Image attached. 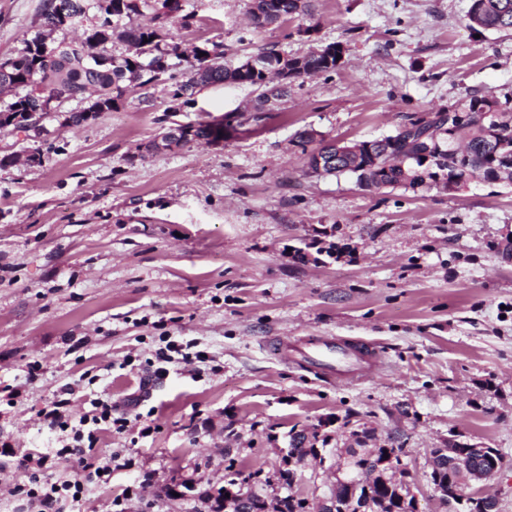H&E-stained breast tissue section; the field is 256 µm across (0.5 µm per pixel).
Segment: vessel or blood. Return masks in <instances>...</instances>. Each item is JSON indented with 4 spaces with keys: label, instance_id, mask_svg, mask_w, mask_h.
Returning <instances> with one entry per match:
<instances>
[{
    "label": "vessel or blood",
    "instance_id": "vessel-or-blood-1",
    "mask_svg": "<svg viewBox=\"0 0 512 512\" xmlns=\"http://www.w3.org/2000/svg\"><path fill=\"white\" fill-rule=\"evenodd\" d=\"M281 357L296 356L308 367L326 374H332L348 368H356L361 375H368L376 360L374 353H360L348 342L328 337L309 339L296 349L280 345L276 348Z\"/></svg>",
    "mask_w": 512,
    "mask_h": 512
}]
</instances>
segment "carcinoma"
<instances>
[{"mask_svg":"<svg viewBox=\"0 0 512 512\" xmlns=\"http://www.w3.org/2000/svg\"><path fill=\"white\" fill-rule=\"evenodd\" d=\"M260 14L250 13L254 29L262 30L286 22L293 15L307 10L306 0H262ZM149 15L146 23L137 18ZM74 17L81 34L67 40L54 39L56 32H65L71 25L63 16ZM195 13H183L181 0H43L41 5L42 30L24 40L25 47L16 56L0 58V92L14 93V100L0 107V128L13 125L12 119L22 113L42 118L52 98L57 103L77 97H87L88 106L99 101L106 111L115 108L118 100L127 93L149 85L173 79L170 60L183 63L182 78L172 85L170 106L193 99L202 89L215 84H250L265 86L264 71L281 64L282 53L262 51L257 56L263 61L264 70L229 71L224 60V49L207 42L193 47L190 53L181 49L174 40L171 28L190 26ZM469 27L484 31H512V0H470L467 12ZM126 40L132 47L128 54H114L109 44L114 37ZM92 53L107 55L110 63L91 66L87 56ZM307 75L331 72L340 66L339 59L322 49L301 56L288 58ZM486 112H499L503 121L495 133L487 132L488 122L482 119ZM447 125L454 136L467 134L465 152L455 163L460 169L450 171L432 163H423L420 154L427 151L426 143L436 130ZM178 136L172 141L175 147L188 143L208 144L215 136L209 123H200L186 132L176 125ZM512 162V109L492 94H472L460 101L434 112L431 119L410 121V129H397L395 134L372 141L371 148L361 151L358 164L350 169L345 160L337 161L339 174L355 178L358 186L368 183V188L416 189L435 181L438 175L447 174V184L455 177L484 181L497 180L498 169ZM318 432L307 436L304 432L290 431L288 454L283 458L287 468L281 472L283 485L289 487L298 467L308 457H316L315 442ZM351 455V471L358 479L359 495L370 500L375 512H418L415 497L409 493V471L401 472L403 479L392 481L390 455L392 448H374L370 455ZM429 480L442 492L441 501L457 499L464 493L458 481H448V456L434 448L428 460ZM227 488L219 493L212 512H221L223 504L231 512H267L268 497L263 488H249L242 493L233 489L235 480L226 482ZM276 512H307L306 501L288 493L276 499Z\"/></svg>","mask_w":512,"mask_h":512,"instance_id":"cac0c4a2","label":"carcinoma"}]
</instances>
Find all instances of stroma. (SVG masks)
<instances>
[{"label": "stroma", "mask_w": 512, "mask_h": 512, "mask_svg": "<svg viewBox=\"0 0 512 512\" xmlns=\"http://www.w3.org/2000/svg\"><path fill=\"white\" fill-rule=\"evenodd\" d=\"M182 2L196 14L173 30L183 47L217 42L236 61L335 43L343 63L297 79L259 123L254 86L213 85L172 112L160 83L79 127L0 129V512H34L17 489L25 461L60 446L40 416L58 399L75 421L100 400L126 419L87 453L111 458V480L60 512H209L227 466L283 469L294 428L330 449L370 431L416 479L450 441L498 449L508 466L485 490L512 512V186L367 190L307 167L322 139L392 135L472 93L512 100V33L468 28L470 0H309L258 32L248 0ZM41 4L0 0V58L38 31ZM226 115L223 145L144 150L171 124ZM305 336L378 363L328 380L270 350ZM169 338L206 361L154 375Z\"/></svg>", "instance_id": "stroma-1"}]
</instances>
